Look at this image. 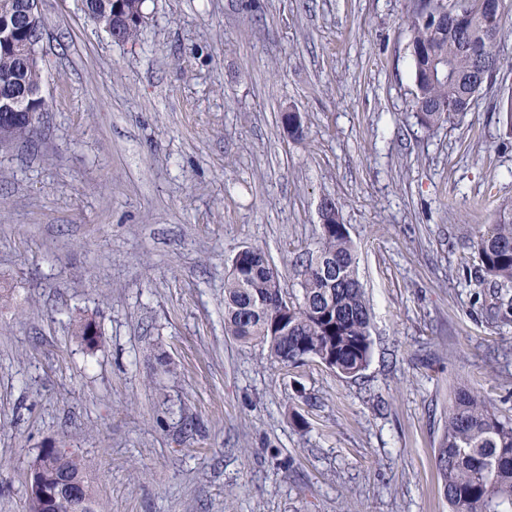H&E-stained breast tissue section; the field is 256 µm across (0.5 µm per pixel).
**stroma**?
<instances>
[{
  "label": "stroma",
  "instance_id": "35a3bbf8",
  "mask_svg": "<svg viewBox=\"0 0 512 512\" xmlns=\"http://www.w3.org/2000/svg\"><path fill=\"white\" fill-rule=\"evenodd\" d=\"M408 10L145 0L122 44L84 0H41L47 110L0 150V512H25L52 444L91 460L101 512H448L455 387L512 418V322L470 280L512 202V34L472 111L428 130ZM327 199L371 309L354 378L224 331L235 254L298 295Z\"/></svg>",
  "mask_w": 512,
  "mask_h": 512
}]
</instances>
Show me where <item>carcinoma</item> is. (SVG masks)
Listing matches in <instances>:
<instances>
[{"instance_id":"1","label":"carcinoma","mask_w":512,"mask_h":512,"mask_svg":"<svg viewBox=\"0 0 512 512\" xmlns=\"http://www.w3.org/2000/svg\"><path fill=\"white\" fill-rule=\"evenodd\" d=\"M144 0H122L112 11V0H86L94 20L105 11L121 41L138 38ZM25 0H0V28L20 30L13 45L0 44V85L19 90L40 87L42 66L24 60L26 33L21 10ZM429 0H410L409 52L416 92L412 109L427 129L447 122L460 112H469L467 95L475 87L491 84L496 73L478 70V63H500L498 44L507 31L508 14H482L475 5H463L439 28L422 22ZM486 27L495 38L480 43L479 60L461 52V44ZM41 106L31 113L0 119L11 141L31 138L36 132ZM479 265L476 286L494 289L490 316L512 321V203L500 211L496 223L479 232L475 241ZM336 274L324 277L322 263ZM301 297L297 311L282 321L276 301L283 294L279 276L259 250H252L248 266L229 272L224 280L225 332L244 342L259 343L270 357L284 363L298 358L333 359L331 369L344 377L363 371L371 352V318L356 274V254L339 209H332L321 225L318 245L301 254ZM435 466L451 512H512V419L498 416L486 401L468 386L456 387L448 404V425L434 453ZM56 469L85 489L80 512H98V502L88 481L90 463L69 452L53 460Z\"/></svg>"}]
</instances>
